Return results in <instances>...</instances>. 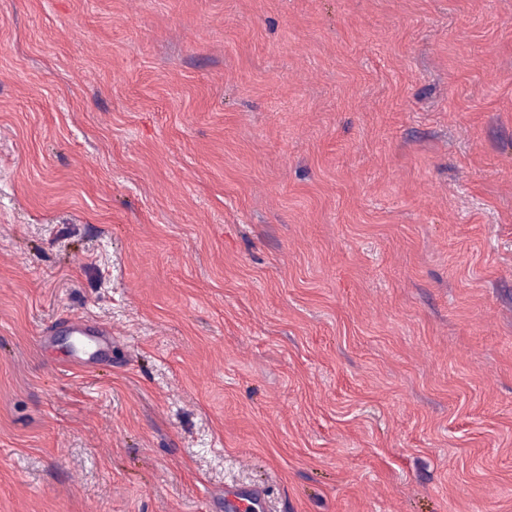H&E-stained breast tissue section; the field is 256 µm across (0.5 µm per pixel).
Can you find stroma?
<instances>
[{"label":"stroma","mask_w":512,"mask_h":512,"mask_svg":"<svg viewBox=\"0 0 512 512\" xmlns=\"http://www.w3.org/2000/svg\"><path fill=\"white\" fill-rule=\"evenodd\" d=\"M512 512V0H0V512ZM224 505L228 512H265L267 494L263 487H226Z\"/></svg>","instance_id":"35a3bbf8"}]
</instances>
